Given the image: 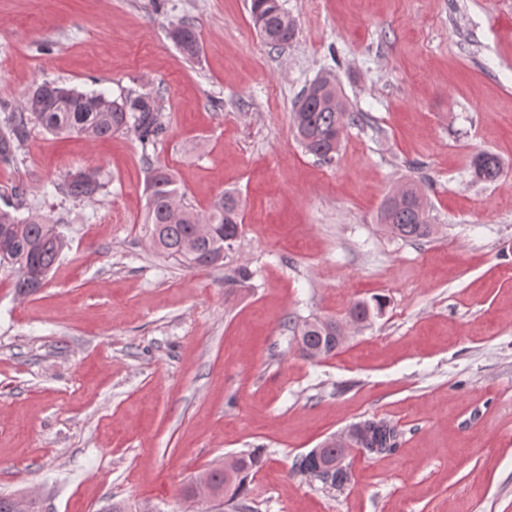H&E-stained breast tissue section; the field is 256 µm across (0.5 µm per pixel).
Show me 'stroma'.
Wrapping results in <instances>:
<instances>
[{"mask_svg": "<svg viewBox=\"0 0 512 512\" xmlns=\"http://www.w3.org/2000/svg\"><path fill=\"white\" fill-rule=\"evenodd\" d=\"M296 36L274 48L249 0H0V110L55 81L117 97L160 91L152 153L186 204L239 195L223 265L189 269L153 250L141 146L29 128L0 163L68 240L40 292L18 298L0 269V495L39 512H224L187 497L200 473L256 449L246 512H512V0H283ZM194 23L185 59L170 28ZM332 73L357 122L323 162L293 107ZM503 172L477 180L473 156ZM109 172L75 201L55 185ZM411 182L435 226L392 233L378 215ZM252 278L225 285L230 268ZM323 359L296 327L346 323ZM400 432L393 452L348 457L329 491L294 459L362 419Z\"/></svg>", "mask_w": 512, "mask_h": 512, "instance_id": "obj_1", "label": "stroma"}]
</instances>
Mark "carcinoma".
Listing matches in <instances>:
<instances>
[{"label":"carcinoma","mask_w":512,"mask_h":512,"mask_svg":"<svg viewBox=\"0 0 512 512\" xmlns=\"http://www.w3.org/2000/svg\"><path fill=\"white\" fill-rule=\"evenodd\" d=\"M252 20L263 39L272 46H283L295 38V25L288 17L282 0H250ZM170 38L187 60L196 58L200 41L195 27L181 23L170 30ZM358 115L350 112L336 87L335 79L321 77L306 89L294 112V125L304 149L330 162L338 152L340 135L349 121ZM41 126L52 136L77 135L88 140L111 137L115 133H131L142 147L146 167L145 193L147 207L143 217L151 246L158 252L179 260L191 268L220 266L226 252L232 249L241 228L242 206L239 196L227 190L208 211L198 212L183 202L174 176L154 164L149 148L167 132L154 92H129L112 99L103 93L81 92L55 82L44 81L35 86L21 104L20 111L7 112L0 120V161L11 162L27 140L31 123ZM475 176L485 182L495 181L501 174L499 158L479 152L471 161ZM108 175L100 169L76 172L57 185V190L74 200L92 198L103 191ZM401 199L384 202L380 222L396 235L423 239L432 235L433 225L420 192L411 183L399 189ZM66 247L65 236L39 213L18 218L0 207V266L15 272L17 296L35 295L45 284L50 271ZM383 302H357L350 318L365 323L382 312ZM298 334L300 351L307 357L317 353L327 357L342 343V329L331 318L305 321ZM355 440L359 448H397L398 433L381 420ZM238 476L228 484L224 468L215 467L204 474L203 482L229 497L227 504L237 503L244 494L249 477L258 469L261 455L257 450L237 455ZM0 512H38L37 502L25 495L0 496Z\"/></svg>","instance_id":"1"}]
</instances>
